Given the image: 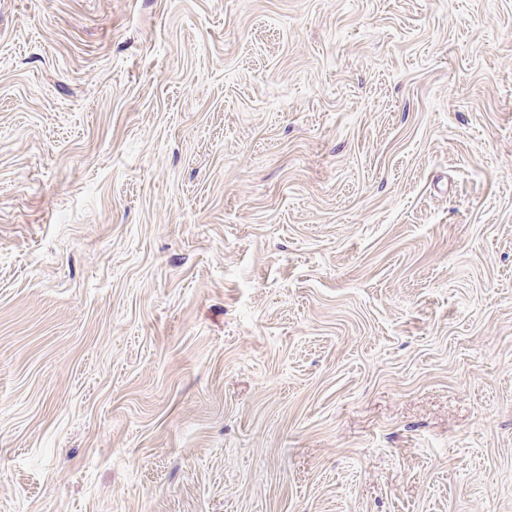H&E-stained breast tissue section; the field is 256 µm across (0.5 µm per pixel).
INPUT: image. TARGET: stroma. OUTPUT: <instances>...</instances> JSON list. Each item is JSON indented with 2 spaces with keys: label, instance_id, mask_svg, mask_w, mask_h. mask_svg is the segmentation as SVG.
Instances as JSON below:
<instances>
[{
  "label": "stroma",
  "instance_id": "stroma-1",
  "mask_svg": "<svg viewBox=\"0 0 512 512\" xmlns=\"http://www.w3.org/2000/svg\"><path fill=\"white\" fill-rule=\"evenodd\" d=\"M0 512H512V0H0Z\"/></svg>",
  "mask_w": 512,
  "mask_h": 512
}]
</instances>
